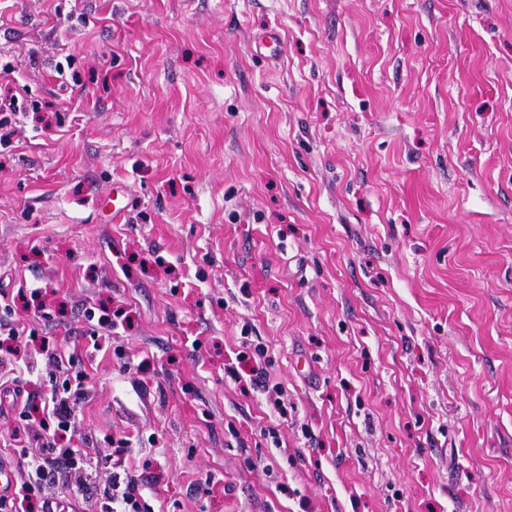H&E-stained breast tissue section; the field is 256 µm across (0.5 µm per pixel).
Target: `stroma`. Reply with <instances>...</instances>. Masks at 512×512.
I'll return each instance as SVG.
<instances>
[{"mask_svg":"<svg viewBox=\"0 0 512 512\" xmlns=\"http://www.w3.org/2000/svg\"><path fill=\"white\" fill-rule=\"evenodd\" d=\"M0 60L47 106L0 291L48 289L0 317L85 376L53 496L106 512L124 438L147 512H512V0H0Z\"/></svg>","mask_w":512,"mask_h":512,"instance_id":"1","label":"stroma"}]
</instances>
